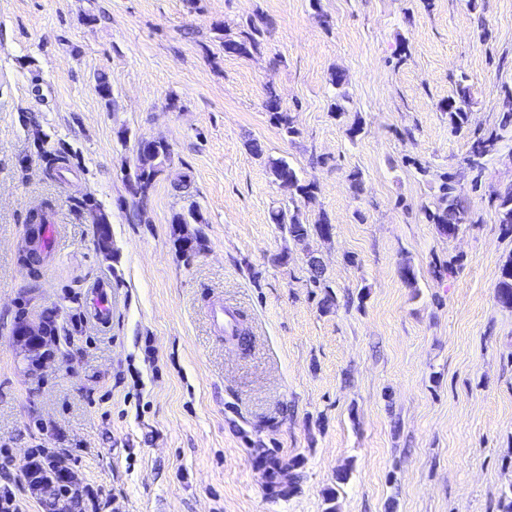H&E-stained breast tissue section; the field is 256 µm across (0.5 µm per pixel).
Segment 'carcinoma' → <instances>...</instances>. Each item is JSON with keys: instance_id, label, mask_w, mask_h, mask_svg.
Returning a JSON list of instances; mask_svg holds the SVG:
<instances>
[{"instance_id": "1", "label": "carcinoma", "mask_w": 512, "mask_h": 512, "mask_svg": "<svg viewBox=\"0 0 512 512\" xmlns=\"http://www.w3.org/2000/svg\"><path fill=\"white\" fill-rule=\"evenodd\" d=\"M249 30L241 33V37L234 38L224 35L222 47L224 53L232 55H248L250 50L257 49L258 37L261 35L259 28L254 23L248 24ZM472 101L469 86L459 82L456 85L454 96L448 98L441 110L448 114V122L452 129L460 132L466 129L470 120V105ZM266 111L270 114L273 123L281 130L284 136L290 138L299 134L294 125L293 117L284 111L280 97L272 87L266 91L264 102ZM499 128L501 133H491L487 136L475 138L464 158L466 165L472 170H482L485 159L493 154L503 134L512 132V90H504L501 95V112ZM153 151H137L136 186L132 194L144 200L148 197L153 183L165 165L171 164L172 156L170 146L165 142L152 144ZM268 167L273 181L279 185H286L293 191L292 206L279 208L272 212L273 223L279 224L288 230L290 240L301 246L306 252L311 268L313 269L312 282L315 287L323 285L324 269L319 258L309 248V241L316 236L320 239L330 237L333 227L325 216H320L312 224L303 222L297 203L311 202L315 199L316 185L306 182L298 177L296 170L283 159H268ZM440 195L437 202L431 208L425 209V215L429 223L438 226L441 234L453 237L463 225L471 223L469 206L456 194L453 177L450 174L440 175ZM496 213L498 223L503 230L512 233V185H508L495 192ZM496 299L504 307H512V255L508 256L500 266V275L496 288ZM273 473L282 477L288 487L283 489L281 495L291 494L297 487L300 475L295 473L296 464L283 465L276 459H271Z\"/></svg>"}]
</instances>
